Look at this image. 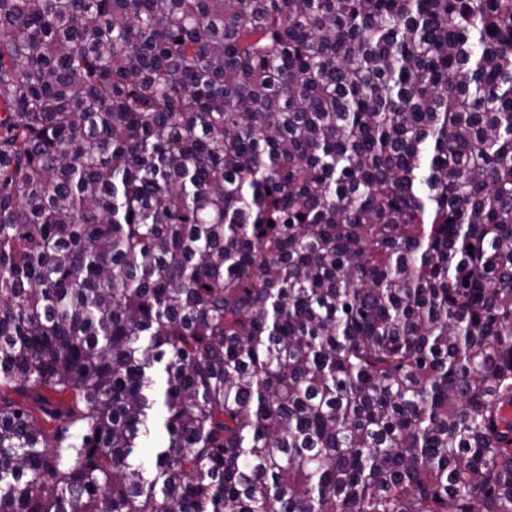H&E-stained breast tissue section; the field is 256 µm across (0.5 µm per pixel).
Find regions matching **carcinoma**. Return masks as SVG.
<instances>
[{"instance_id": "1", "label": "carcinoma", "mask_w": 512, "mask_h": 512, "mask_svg": "<svg viewBox=\"0 0 512 512\" xmlns=\"http://www.w3.org/2000/svg\"><path fill=\"white\" fill-rule=\"evenodd\" d=\"M512 0H0V512H512Z\"/></svg>"}]
</instances>
